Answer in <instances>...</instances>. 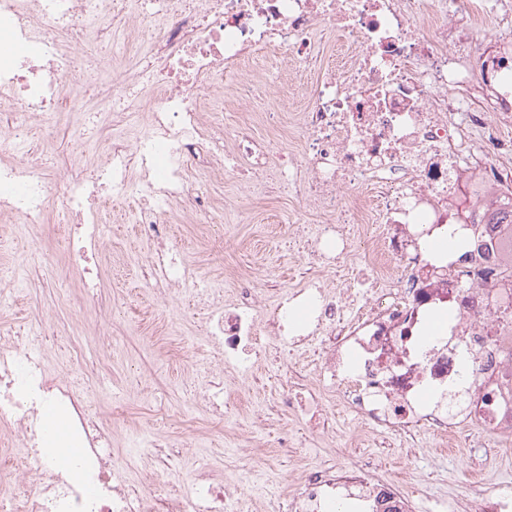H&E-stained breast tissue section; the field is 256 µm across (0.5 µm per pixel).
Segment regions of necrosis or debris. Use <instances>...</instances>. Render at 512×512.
Returning a JSON list of instances; mask_svg holds the SVG:
<instances>
[{"mask_svg":"<svg viewBox=\"0 0 512 512\" xmlns=\"http://www.w3.org/2000/svg\"><path fill=\"white\" fill-rule=\"evenodd\" d=\"M144 10L150 33L140 44L128 22ZM325 28L345 53L311 85L301 142L255 137L244 122L227 128L225 78L282 53L308 71ZM0 40L13 45L0 53L1 239L16 224L43 227L58 201L66 227L53 250L108 314L100 217L138 176L134 219L157 244L145 271L161 273L164 300L192 276L169 251L167 226L223 223V205L190 184L214 140L233 139L248 189L298 201L289 221L316 274L266 309L251 288L229 302L223 290L202 293L203 335L223 363L288 359L284 405L315 432L333 401L412 453L422 431L457 448L478 427L498 455H512V227L481 221L498 206L512 155L511 31L475 49L455 0H0ZM72 82L112 96V133L79 172L65 159L48 167L29 136L80 111L63 90ZM449 226L467 256L442 262L424 242ZM448 308L447 332L425 337ZM263 324L276 350L262 345ZM41 342L0 331V512H238L239 492L206 472L177 495L132 484L112 454L111 414L52 373ZM298 351L305 362L293 361ZM50 410L81 446L78 463L59 465ZM26 463L33 488L19 498L5 487L25 478ZM338 497L358 512H409L398 483L352 457L306 473L286 507L333 512Z\"/></svg>","mask_w":512,"mask_h":512,"instance_id":"4bbe7bcc","label":"necrosis or debris"}]
</instances>
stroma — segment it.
Returning a JSON list of instances; mask_svg holds the SVG:
<instances>
[{"label": "stroma", "instance_id": "35a3bbf8", "mask_svg": "<svg viewBox=\"0 0 512 512\" xmlns=\"http://www.w3.org/2000/svg\"><path fill=\"white\" fill-rule=\"evenodd\" d=\"M277 81L262 109L277 112V130L256 126L261 136L296 138V114L306 103L305 78L288 63L269 61ZM238 171L224 172V196L237 201L242 215L218 231L176 220L169 244L191 264V283L165 302L155 301L142 265L149 246L128 218L136 198H128L106 216L105 257L100 266L104 292L112 304L111 323L101 322L92 304H80L75 275L62 258L50 257L53 226L40 233L19 231L5 246L19 272L16 291L0 305V329L27 332L35 322L46 327L44 351L54 373H80L81 387L95 406L112 413V451L132 460V480H147L155 442H186L177 470L222 474L226 484L246 488L247 512H269L272 497L286 496L308 468L345 459L336 446L338 431L359 434L343 414L336 429L318 436L289 416L282 405L288 395L284 369L261 362L250 371L222 368L216 350L200 325L204 306L191 302L198 281L223 284L232 300L242 282L251 287L285 288L297 283L305 266L288 249L293 207L285 196H256L246 191ZM222 376L230 405L223 419L209 416L196 395L200 364ZM378 473L405 478L417 512H457L470 475L466 457L440 451L433 439L409 455L399 443L363 449Z\"/></svg>", "mask_w": 512, "mask_h": 512}]
</instances>
